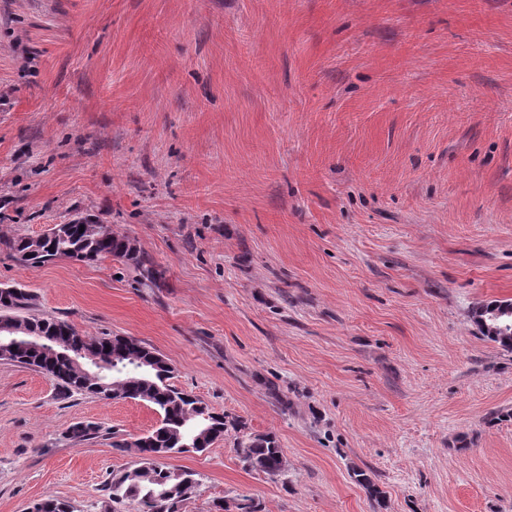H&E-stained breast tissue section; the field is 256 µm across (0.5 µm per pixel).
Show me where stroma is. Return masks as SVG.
Listing matches in <instances>:
<instances>
[{"mask_svg": "<svg viewBox=\"0 0 512 512\" xmlns=\"http://www.w3.org/2000/svg\"><path fill=\"white\" fill-rule=\"evenodd\" d=\"M75 217L157 287L1 245L0 287L227 415L166 461L198 481L180 512H512V352L472 318L512 301V0H0V235ZM157 421L0 362V512H135L112 435ZM249 445L242 443L241 454L244 462L250 469L274 477L281 474L284 469L282 449L276 441L268 435L253 436Z\"/></svg>", "mask_w": 512, "mask_h": 512, "instance_id": "35a3bbf8", "label": "stroma"}]
</instances>
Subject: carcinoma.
<instances>
[{
    "instance_id": "obj_1",
    "label": "carcinoma",
    "mask_w": 512,
    "mask_h": 512,
    "mask_svg": "<svg viewBox=\"0 0 512 512\" xmlns=\"http://www.w3.org/2000/svg\"><path fill=\"white\" fill-rule=\"evenodd\" d=\"M84 231H79V228ZM3 245L20 263L41 265L56 258L96 261L111 257L133 268L139 285L152 288L160 273L141 254L130 237L112 229L110 224L78 221L68 224L44 239L32 237L0 238ZM33 294L23 288H0V325L15 340L0 344V361L33 368L53 380L60 394L92 395L101 400L129 397L152 406L160 415V425L132 441L121 439L112 447L139 455L137 465L112 476L108 487L112 502L130 501L136 512H179L180 504L193 488L194 473H177L157 465L155 455L169 457L182 453L191 445L203 452L224 436V415L198 407L201 400L170 383L173 367L157 351L125 336H84L65 321L50 315H24ZM38 336L48 343L46 352L30 349L25 340ZM101 353L111 364L104 375L93 378L72 360L80 351ZM99 425L79 422L68 431V439L85 441L93 438ZM241 454L251 469L274 477L284 469L282 449L268 435H257L242 444ZM170 487L160 497L159 485ZM30 512H73L72 506L57 499H44Z\"/></svg>"
}]
</instances>
